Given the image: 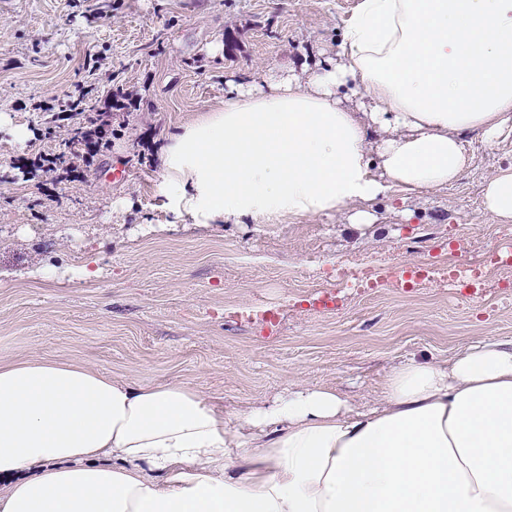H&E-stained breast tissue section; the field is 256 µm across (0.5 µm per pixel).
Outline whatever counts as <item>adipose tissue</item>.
I'll list each match as a JSON object with an SVG mask.
<instances>
[{
	"instance_id": "adipose-tissue-1",
	"label": "adipose tissue",
	"mask_w": 512,
	"mask_h": 512,
	"mask_svg": "<svg viewBox=\"0 0 512 512\" xmlns=\"http://www.w3.org/2000/svg\"><path fill=\"white\" fill-rule=\"evenodd\" d=\"M469 131L512 135V0H359L337 62L229 82L173 134L161 194L177 224H365L393 187L455 182ZM483 205L512 223V166ZM0 512H512V343L408 359L366 409L304 386L236 415L178 382L0 365Z\"/></svg>"
}]
</instances>
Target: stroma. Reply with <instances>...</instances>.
I'll return each instance as SVG.
<instances>
[{
    "label": "stroma",
    "instance_id": "stroma-1",
    "mask_svg": "<svg viewBox=\"0 0 512 512\" xmlns=\"http://www.w3.org/2000/svg\"><path fill=\"white\" fill-rule=\"evenodd\" d=\"M356 3L0 0V113L30 133L20 145L0 130L1 365L50 359L177 381L235 414L297 384L361 406L393 365L512 341V269L475 296L450 287L446 269L512 242V224L482 206L485 179L512 165V139L465 136L457 182L391 190L368 224L352 225L348 206L281 224L168 226L167 137L219 107L227 81L337 58ZM114 82L109 146L74 173L34 170L37 155L81 148L69 132L86 114L52 108L95 102ZM120 167L128 179L111 181ZM81 267L95 278H73ZM322 291L335 308L313 307Z\"/></svg>",
    "mask_w": 512,
    "mask_h": 512
}]
</instances>
